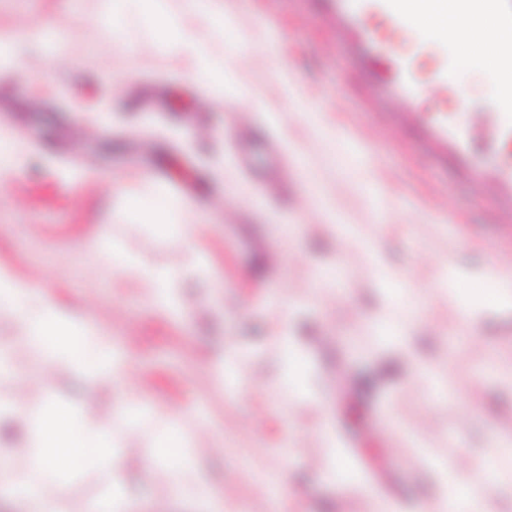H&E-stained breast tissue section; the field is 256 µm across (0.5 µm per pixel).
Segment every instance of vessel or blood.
I'll list each match as a JSON object with an SVG mask.
<instances>
[{
	"instance_id": "b4317fda",
	"label": "vessel or blood",
	"mask_w": 512,
	"mask_h": 512,
	"mask_svg": "<svg viewBox=\"0 0 512 512\" xmlns=\"http://www.w3.org/2000/svg\"><path fill=\"white\" fill-rule=\"evenodd\" d=\"M400 2L324 0V17L341 32L357 70L371 76L383 127L413 135L428 159L453 168L472 193L493 192L499 228L512 237V45L500 52L501 93L460 98L456 43L413 25ZM432 95L456 103L416 111Z\"/></svg>"
}]
</instances>
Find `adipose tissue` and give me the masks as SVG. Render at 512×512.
Listing matches in <instances>:
<instances>
[{"mask_svg":"<svg viewBox=\"0 0 512 512\" xmlns=\"http://www.w3.org/2000/svg\"><path fill=\"white\" fill-rule=\"evenodd\" d=\"M114 2L118 13L132 12L148 20L157 39L185 60L191 79L205 84L211 94L223 95L228 78L226 67L180 34L165 9L164 0ZM401 6L405 15L429 34L447 33L461 52L484 59V74L495 75L497 48L511 40L512 33L496 27L491 14L472 13L468 0H458L454 8L447 10L437 0H401ZM124 203L143 223L152 225L162 239L173 243L183 240L185 227L175 223L174 214L188 207V200L167 198L155 202L134 194L125 196ZM28 294L27 286L0 269V305L17 309L27 322L28 334L21 346L31 358L43 365L64 360L81 368L97 362L107 375L123 374L124 366L114 359L107 338L98 333L88 334L86 328L54 307L29 312ZM448 294L459 308L461 325L472 332L479 329L481 313L512 305V283L492 271L478 278L455 273ZM26 420L36 431L34 451L26 470L21 472L11 468L8 451L0 452V491L25 499L30 512H55L58 490L52 480L56 472L81 467L91 456L111 465L116 432L108 426L77 428L71 410L54 403L28 413ZM151 452L155 459L176 461L181 471L196 466L192 449L186 448L181 432L174 425L155 433ZM511 488L512 439L498 435L488 459L464 469L449 470L448 480L440 487L436 500L417 501L415 512H435L439 505L445 512H492L494 498L500 491Z\"/></svg>","mask_w":512,"mask_h":512,"instance_id":"adipose-tissue-1","label":"adipose tissue"}]
</instances>
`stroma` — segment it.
<instances>
[{
	"label": "stroma",
	"mask_w": 512,
	"mask_h": 512,
	"mask_svg": "<svg viewBox=\"0 0 512 512\" xmlns=\"http://www.w3.org/2000/svg\"><path fill=\"white\" fill-rule=\"evenodd\" d=\"M246 42L211 24L191 37L226 60L248 99L212 97L136 18L114 20L110 0H0V32L14 33L20 66L0 69V127L21 160L0 184V268L106 333L128 373L91 378L55 363L52 387L28 357L0 377V406L73 409L94 421L98 397L124 421L111 470L88 460L65 475L57 512H406L436 494L450 456L473 458L512 410V308L484 313L464 334L439 283L450 270L495 268L512 238L496 228L490 196L474 195L409 135L379 130L376 108L352 80L341 37L318 0H221ZM45 39H27L31 25ZM41 65L31 78L23 65ZM112 112L87 126L76 104ZM318 124H311L309 112ZM331 132L324 139L319 128ZM132 192L191 199L178 245L124 206ZM391 216L379 221V211ZM386 267L424 295L411 332L432 377L387 352L391 375L347 398L307 379L310 400L288 395L281 338L305 345L327 376L360 378L387 304ZM168 271L180 307L158 305L141 268ZM335 270L355 292L328 293ZM479 380V390L468 383ZM463 384L464 396L451 386ZM140 414L126 420V400ZM355 430L373 477L334 488L329 444L337 419ZM177 424L201 482L178 481L149 457L153 432ZM294 481L275 489L281 471Z\"/></svg>",
	"instance_id": "1"
}]
</instances>
